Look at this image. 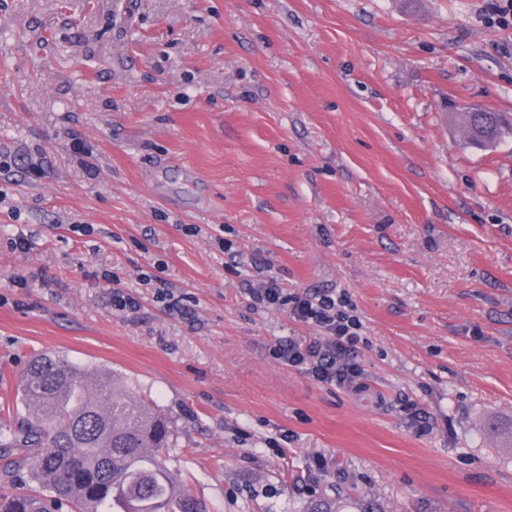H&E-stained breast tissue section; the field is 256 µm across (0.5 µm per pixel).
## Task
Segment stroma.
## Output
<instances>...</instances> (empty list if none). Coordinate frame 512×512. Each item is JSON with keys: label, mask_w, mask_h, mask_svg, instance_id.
Masks as SVG:
<instances>
[{"label": "stroma", "mask_w": 512, "mask_h": 512, "mask_svg": "<svg viewBox=\"0 0 512 512\" xmlns=\"http://www.w3.org/2000/svg\"><path fill=\"white\" fill-rule=\"evenodd\" d=\"M483 4L0 0V409L55 353L171 418L210 512H512V33ZM261 275L347 295L365 392L273 358L315 330L252 307ZM482 114L486 117V125L478 128L473 122V112H467L465 115L464 129L466 135L470 140L478 143V137L480 136L486 141H492L496 139L498 135V117L494 112L483 111ZM307 512H376L370 499L341 500L339 496H321Z\"/></svg>", "instance_id": "obj_1"}]
</instances>
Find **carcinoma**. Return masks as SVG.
Returning a JSON list of instances; mask_svg holds the SVG:
<instances>
[{
  "instance_id": "obj_1",
  "label": "carcinoma",
  "mask_w": 512,
  "mask_h": 512,
  "mask_svg": "<svg viewBox=\"0 0 512 512\" xmlns=\"http://www.w3.org/2000/svg\"><path fill=\"white\" fill-rule=\"evenodd\" d=\"M465 115L470 140L498 135ZM27 415L0 423V512H207L168 468L170 424L109 375L89 377L43 353L23 372ZM26 471L29 483L17 482ZM307 512H376L369 499L322 496Z\"/></svg>"
}]
</instances>
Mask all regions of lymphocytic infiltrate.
I'll return each mask as SVG.
<instances>
[{
    "mask_svg": "<svg viewBox=\"0 0 512 512\" xmlns=\"http://www.w3.org/2000/svg\"><path fill=\"white\" fill-rule=\"evenodd\" d=\"M249 294L254 304L285 309L295 321L318 330L314 336L279 340L273 353L281 364L323 385L361 389L357 322L348 314L345 300L325 294L288 293L273 281L250 288Z\"/></svg>",
    "mask_w": 512,
    "mask_h": 512,
    "instance_id": "f902f5d3",
    "label": "lymphocytic infiltrate"
}]
</instances>
